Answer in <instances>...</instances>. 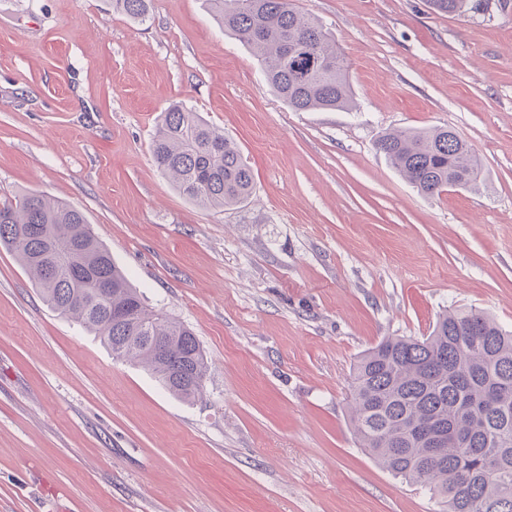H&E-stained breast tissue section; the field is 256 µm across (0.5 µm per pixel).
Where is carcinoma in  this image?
<instances>
[{"label": "carcinoma", "mask_w": 512, "mask_h": 512, "mask_svg": "<svg viewBox=\"0 0 512 512\" xmlns=\"http://www.w3.org/2000/svg\"><path fill=\"white\" fill-rule=\"evenodd\" d=\"M209 2L291 109L352 105L336 41L293 0ZM429 4L458 15L469 0ZM112 9L141 23L149 16L148 0H112ZM374 148L425 196L450 182L468 189L483 182L468 142L446 128L385 132ZM152 155L191 203L224 209L252 195L238 146L183 104L161 113ZM0 246L16 255L45 302L95 332L115 357L141 365L183 401L203 394L207 365L193 330L145 303L82 212L26 192L0 204ZM349 409L359 447L441 497L444 512H512V331L485 312L449 310L427 336H390L367 350L353 367ZM435 417L448 426L446 448H426L416 434Z\"/></svg>", "instance_id": "carcinoma-1"}]
</instances>
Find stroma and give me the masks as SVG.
I'll use <instances>...</instances> for the list:
<instances>
[{
    "instance_id": "1",
    "label": "stroma",
    "mask_w": 512,
    "mask_h": 512,
    "mask_svg": "<svg viewBox=\"0 0 512 512\" xmlns=\"http://www.w3.org/2000/svg\"><path fill=\"white\" fill-rule=\"evenodd\" d=\"M295 0L349 64V110L296 112L208 0H0V202L81 210L147 304L206 354L186 403L42 299L0 247V512H441L349 421L357 358L453 308L512 330V0ZM183 102L239 147L248 202L206 209L156 167ZM445 126L478 190L420 194L377 154ZM112 9L141 23L149 16L148 0H112Z\"/></svg>"
}]
</instances>
